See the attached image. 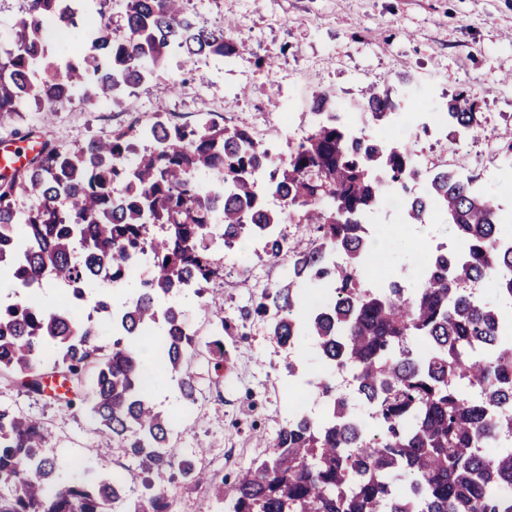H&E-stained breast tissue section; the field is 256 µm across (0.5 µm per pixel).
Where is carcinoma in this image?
I'll use <instances>...</instances> for the list:
<instances>
[{
  "label": "carcinoma",
  "mask_w": 512,
  "mask_h": 512,
  "mask_svg": "<svg viewBox=\"0 0 512 512\" xmlns=\"http://www.w3.org/2000/svg\"><path fill=\"white\" fill-rule=\"evenodd\" d=\"M123 2L117 36L107 23L78 27L76 0H32L0 50V116L28 99L51 111L78 94L121 105L176 48L225 61L246 50L222 29L195 27L183 0ZM51 25L77 30L83 51L51 60ZM311 107L310 132L278 159L244 118L231 128L179 125L159 106L152 123L70 151L43 140L26 167L0 175V271L15 287L126 285L129 264L147 260L119 311L96 302L112 324L102 360L94 359L99 325L91 318L48 308L31 291L0 304V375L40 395L53 373L69 392L91 374L94 422L139 461L145 492L110 474L59 483L57 460L43 452L44 424L0 405V512H165L163 485L176 471L208 487L224 512H512V494H496L512 488V338L502 308L468 288L488 281L512 308V221L473 178L440 169L426 179V195L405 199V223L424 224L436 211L463 249L429 252L410 290L395 281L365 287L376 257L365 216L423 175L407 146L342 124L331 92L318 91ZM366 108L373 122L388 123L398 105L374 90ZM444 116L459 132L481 126L463 93ZM201 171L214 176L208 188L194 179ZM268 194L279 208L267 206ZM24 196L35 203L21 210ZM286 222L313 235L307 248L280 229ZM150 225L161 234L146 238ZM256 239L268 259H288V280L264 290L254 313L290 351L314 339L325 363L350 373L353 392L317 379L320 414L290 413L229 495L169 451L173 424L157 410L134 346L156 337L162 369L194 405L196 341L182 305L158 301L224 277L214 244ZM303 281L324 293L307 300L297 290ZM356 400L368 418L355 415ZM494 443L495 455L478 452Z\"/></svg>",
  "instance_id": "1"
}]
</instances>
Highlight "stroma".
<instances>
[{
  "instance_id": "1",
  "label": "stroma",
  "mask_w": 512,
  "mask_h": 512,
  "mask_svg": "<svg viewBox=\"0 0 512 512\" xmlns=\"http://www.w3.org/2000/svg\"><path fill=\"white\" fill-rule=\"evenodd\" d=\"M198 27L226 28L246 45L245 67H227L210 57L186 59L173 52L165 65L133 89L125 104L73 103L44 112L26 101L19 112L0 118V142L13 144L30 131L46 132L51 144L69 150L113 131L151 122L157 108L178 124L216 120L230 125L248 118L258 129L291 119L276 151L304 138L311 126L313 93L333 91L339 104L365 99L369 88L391 93L401 105L397 129L366 123L367 135L404 140L415 157L442 166L465 151L464 173L479 185L502 213H512V159L498 132L512 126V0H185ZM274 60L273 69L257 67V58ZM467 93L477 102L482 125L465 142L436 133L420 109L440 107ZM370 230L386 229L385 251L364 271L366 285L396 281L410 287L419 278L425 252L439 245L459 248L439 214L427 223L409 224L392 200L369 219ZM224 278L201 295L181 297L189 326L209 322L206 301L216 300L235 328L224 336V352L234 368L216 381L205 346L193 365L198 387L190 425L174 427L172 445L179 458L205 469L232 486L241 469L265 454L261 441L284 423L295 394L306 393V377L289 375L288 354L277 346L260 318L250 310L261 293L288 275L287 261L271 262L249 248L216 247ZM0 403L42 420L49 446L63 458V482L97 477V460L129 477L136 464L124 449L97 432L88 404L66 407L54 387L35 396L0 377ZM95 450L84 467L70 456ZM167 512H217L203 488L174 476L165 486Z\"/></svg>"
}]
</instances>
